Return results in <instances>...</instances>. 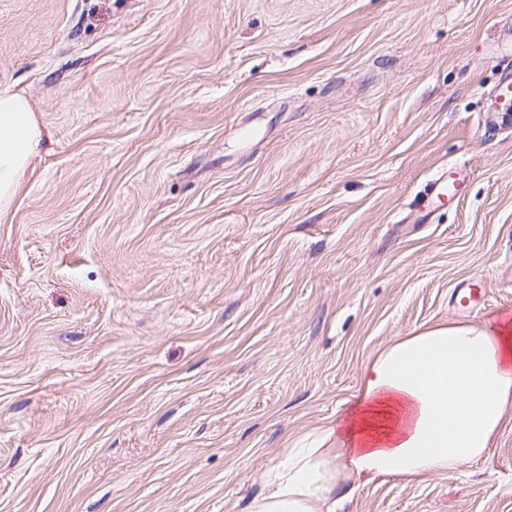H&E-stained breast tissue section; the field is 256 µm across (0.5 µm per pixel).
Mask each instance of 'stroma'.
Instances as JSON below:
<instances>
[{"mask_svg":"<svg viewBox=\"0 0 512 512\" xmlns=\"http://www.w3.org/2000/svg\"><path fill=\"white\" fill-rule=\"evenodd\" d=\"M511 73L512 0H0L50 139L0 218V512H241L397 337L512 318ZM343 512H512V418ZM467 177L468 169L465 166H452L449 171H444L429 181L428 195L441 199L448 194V200H451L456 195L457 187L463 184Z\"/></svg>","mask_w":512,"mask_h":512,"instance_id":"1","label":"stroma"}]
</instances>
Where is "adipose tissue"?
Here are the masks:
<instances>
[{"instance_id":"obj_1","label":"adipose tissue","mask_w":512,"mask_h":512,"mask_svg":"<svg viewBox=\"0 0 512 512\" xmlns=\"http://www.w3.org/2000/svg\"><path fill=\"white\" fill-rule=\"evenodd\" d=\"M47 143L27 97L0 92V215ZM512 415V326L451 323L368 361L344 418L298 438L243 512H338L352 482L453 473Z\"/></svg>"}]
</instances>
